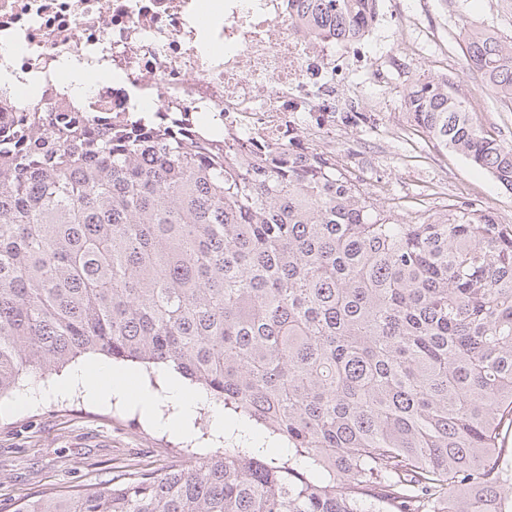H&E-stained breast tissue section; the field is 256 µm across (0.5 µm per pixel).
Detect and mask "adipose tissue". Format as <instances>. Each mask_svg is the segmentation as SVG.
<instances>
[{
	"mask_svg": "<svg viewBox=\"0 0 512 512\" xmlns=\"http://www.w3.org/2000/svg\"><path fill=\"white\" fill-rule=\"evenodd\" d=\"M131 369H116L102 363H85L77 366L62 381L65 390H77L93 402L108 403L112 400H132L145 416H153L158 399L173 405L174 412L165 421V426L174 434L191 436L194 420L206 399L201 391L191 387L177 371L169 369L161 375L159 387L141 385L131 390L128 381L134 377Z\"/></svg>",
	"mask_w": 512,
	"mask_h": 512,
	"instance_id": "adipose-tissue-1",
	"label": "adipose tissue"
}]
</instances>
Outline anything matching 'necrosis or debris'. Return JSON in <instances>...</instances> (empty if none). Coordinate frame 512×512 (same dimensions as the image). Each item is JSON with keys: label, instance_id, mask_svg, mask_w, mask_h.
<instances>
[{"label": "necrosis or debris", "instance_id": "1", "mask_svg": "<svg viewBox=\"0 0 512 512\" xmlns=\"http://www.w3.org/2000/svg\"><path fill=\"white\" fill-rule=\"evenodd\" d=\"M0 0V129L26 125L34 105L131 122L177 114L190 135L226 147L309 152L358 119L355 91L376 81L363 61L377 41L339 43L288 15L283 0ZM95 80L78 95L70 70Z\"/></svg>", "mask_w": 512, "mask_h": 512}]
</instances>
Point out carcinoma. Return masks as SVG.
<instances>
[{
	"label": "carcinoma",
	"mask_w": 512,
	"mask_h": 512,
	"mask_svg": "<svg viewBox=\"0 0 512 512\" xmlns=\"http://www.w3.org/2000/svg\"><path fill=\"white\" fill-rule=\"evenodd\" d=\"M373 0H288L338 41ZM467 63L512 99V40ZM413 126L512 190V144L434 80ZM0 134V399L79 356L170 365L290 448L232 447L37 491L16 512H495L512 425V224L475 203L405 217L336 156L239 153L178 123L58 112Z\"/></svg>",
	"instance_id": "obj_1"
}]
</instances>
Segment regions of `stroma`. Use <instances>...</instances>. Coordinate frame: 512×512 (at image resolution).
Listing matches in <instances>:
<instances>
[{
	"label": "stroma",
	"mask_w": 512,
	"mask_h": 512,
	"mask_svg": "<svg viewBox=\"0 0 512 512\" xmlns=\"http://www.w3.org/2000/svg\"><path fill=\"white\" fill-rule=\"evenodd\" d=\"M419 2L398 0V9L407 18L423 15L443 52L411 58L406 26L388 24L376 54L384 81L364 85L358 100L368 113L387 99L394 109L381 113L378 122L337 134L329 150L374 197L395 200L399 214L466 201L488 208L499 223L512 224V190L418 132L403 110L417 82L441 81L466 101L486 133L512 143V101L493 96L482 75L468 66L462 27L470 18L512 37V0H427L424 8ZM44 385V396L34 404L0 414V512H15L39 490L106 484L128 470L159 474L182 462L183 450L206 455L218 449L208 411L198 414L190 441L144 418L132 404H96L77 393L54 392L52 380Z\"/></svg>",
	"instance_id": "35a3bbf8"
}]
</instances>
